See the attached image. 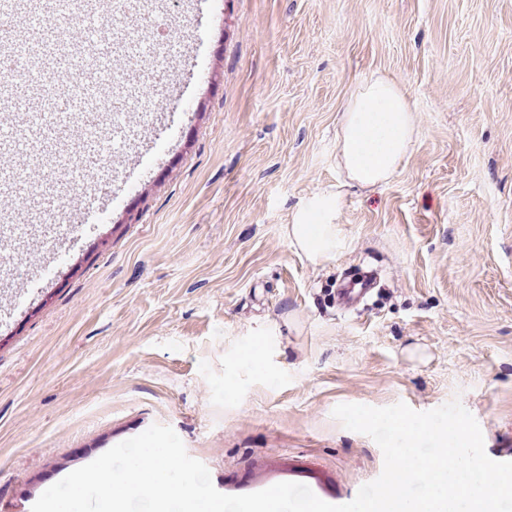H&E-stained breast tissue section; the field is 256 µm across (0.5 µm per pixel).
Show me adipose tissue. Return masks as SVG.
Returning a JSON list of instances; mask_svg holds the SVG:
<instances>
[{
  "mask_svg": "<svg viewBox=\"0 0 512 512\" xmlns=\"http://www.w3.org/2000/svg\"><path fill=\"white\" fill-rule=\"evenodd\" d=\"M414 127V112L394 79L376 76L357 83L343 116L336 157L347 185L371 190L385 182L408 151ZM341 200V192L322 191L301 207L288 230L311 261L330 259L344 248L335 223Z\"/></svg>",
  "mask_w": 512,
  "mask_h": 512,
  "instance_id": "1",
  "label": "adipose tissue"
}]
</instances>
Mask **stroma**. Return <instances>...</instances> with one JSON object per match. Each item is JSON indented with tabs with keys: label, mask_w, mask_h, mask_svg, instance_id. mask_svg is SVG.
<instances>
[{
	"label": "stroma",
	"mask_w": 512,
	"mask_h": 512,
	"mask_svg": "<svg viewBox=\"0 0 512 512\" xmlns=\"http://www.w3.org/2000/svg\"><path fill=\"white\" fill-rule=\"evenodd\" d=\"M223 2L196 17L204 81L187 34L116 65L125 84L193 88L143 126L173 145L143 165L118 129L108 222L58 236L61 264L0 321V512H31L155 423L216 489L288 471L351 500L383 454L333 417L341 403L460 400L486 454L512 461V0ZM378 74L408 90L413 143L388 182L346 188L337 133ZM336 187L346 246L314 263L288 226ZM358 264L380 288L339 312L330 291Z\"/></svg>",
	"instance_id": "obj_1"
}]
</instances>
